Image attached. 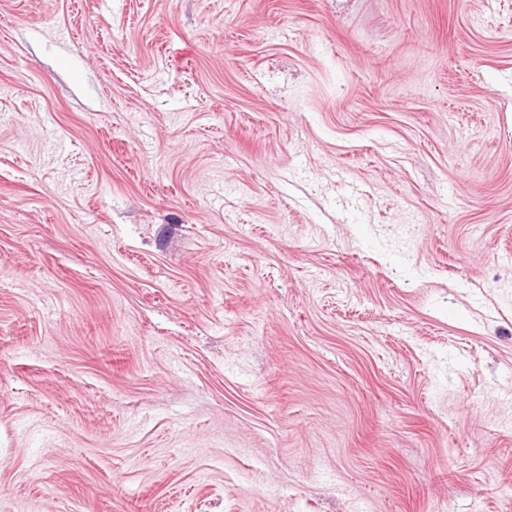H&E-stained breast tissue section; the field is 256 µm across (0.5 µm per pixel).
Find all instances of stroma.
<instances>
[{
    "label": "stroma",
    "instance_id": "1",
    "mask_svg": "<svg viewBox=\"0 0 512 512\" xmlns=\"http://www.w3.org/2000/svg\"><path fill=\"white\" fill-rule=\"evenodd\" d=\"M0 512H512V0H0Z\"/></svg>",
    "mask_w": 512,
    "mask_h": 512
}]
</instances>
